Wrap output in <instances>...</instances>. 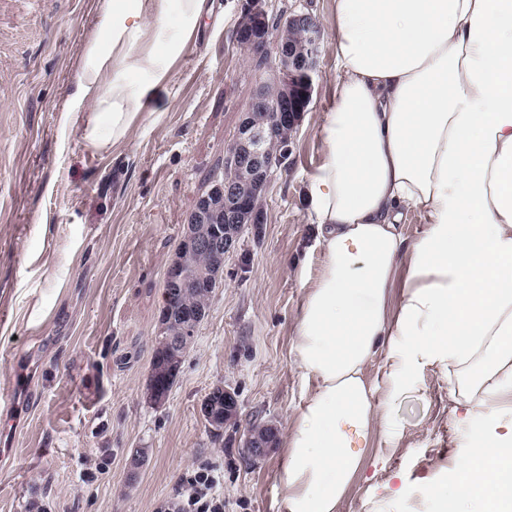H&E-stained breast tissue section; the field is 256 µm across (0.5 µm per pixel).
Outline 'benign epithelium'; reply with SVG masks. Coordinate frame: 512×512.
<instances>
[{
    "instance_id": "7a95c632",
    "label": "benign epithelium",
    "mask_w": 512,
    "mask_h": 512,
    "mask_svg": "<svg viewBox=\"0 0 512 512\" xmlns=\"http://www.w3.org/2000/svg\"><path fill=\"white\" fill-rule=\"evenodd\" d=\"M295 30L297 40L282 34ZM237 37L252 52L254 68L266 71L270 79L258 83L238 128L234 150L228 155L229 176L221 177L198 202L180 241L181 248L165 273L163 306L159 321L167 336L168 351L151 381L150 399L162 403L168 395L157 379L178 373L181 337L196 333L206 311L174 305L176 296L188 288H211L224 276V257L239 247V225L249 224L260 233L266 215L263 199L272 165L271 145L290 150L292 133L311 102L314 75L319 69V40L312 14L287 8L272 24L261 0H247L240 17ZM209 258V271L191 279V259ZM238 411L234 390L218 385L199 405L200 416L209 426L223 429ZM275 428L258 436L248 433L246 446L262 456L272 446Z\"/></svg>"
}]
</instances>
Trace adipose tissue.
<instances>
[{
    "mask_svg": "<svg viewBox=\"0 0 512 512\" xmlns=\"http://www.w3.org/2000/svg\"><path fill=\"white\" fill-rule=\"evenodd\" d=\"M333 2L334 108L305 184L320 260L298 271L290 353L304 390L282 441L281 512H337L370 437L395 443L427 368L465 408L461 453L429 499L512 512V0ZM98 11L63 121L104 150L158 103L206 0ZM413 210L423 229L409 239Z\"/></svg>",
    "mask_w": 512,
    "mask_h": 512,
    "instance_id": "obj_1",
    "label": "adipose tissue"
}]
</instances>
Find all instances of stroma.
<instances>
[{"label":"stroma","mask_w":512,"mask_h":512,"mask_svg":"<svg viewBox=\"0 0 512 512\" xmlns=\"http://www.w3.org/2000/svg\"><path fill=\"white\" fill-rule=\"evenodd\" d=\"M174 64L169 107L105 151L61 122L97 0H0V512H154L200 463L224 465V512H279L280 445L251 457L255 425L284 434L301 403L291 364L302 300L294 262L311 242L302 188L334 104L333 0H265L321 29L313 99L265 193L261 237L244 233L165 402L149 399L164 277L187 217L224 171L261 73L235 30L245 0H212ZM235 390L234 424L198 412ZM456 401L423 370L393 447L372 443L338 512H428L426 490L459 453ZM144 466L132 469L138 449Z\"/></svg>","instance_id":"obj_1"}]
</instances>
